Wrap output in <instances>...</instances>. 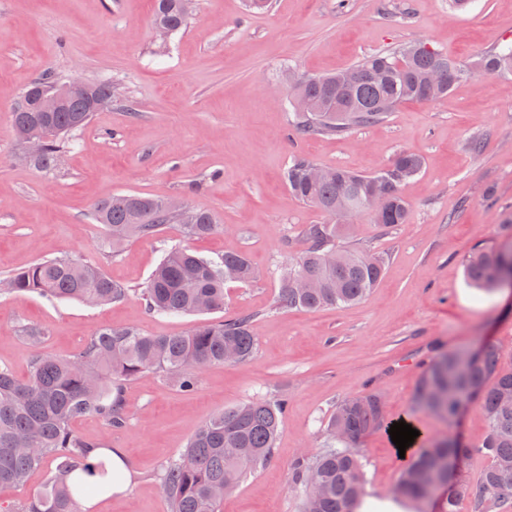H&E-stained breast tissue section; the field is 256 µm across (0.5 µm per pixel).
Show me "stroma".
<instances>
[{
    "instance_id": "obj_1",
    "label": "stroma",
    "mask_w": 512,
    "mask_h": 512,
    "mask_svg": "<svg viewBox=\"0 0 512 512\" xmlns=\"http://www.w3.org/2000/svg\"><path fill=\"white\" fill-rule=\"evenodd\" d=\"M195 0L186 28L159 42L154 0H0V280L40 259L69 255L113 281L141 287L178 225L130 239L113 252L96 203L115 194L177 198L210 212L223 230L192 241L208 259L244 251L257 268L248 283L224 287L223 313L252 318L256 351L213 366L193 392L166 373L127 381L126 420L109 426L84 415V439L121 450L132 471L123 496L95 512H170L160 474L195 431L238 403L286 399L271 461L225 496L223 512H299L291 467L328 444L324 425L344 398L374 392L388 417L413 418L428 436L461 434L480 443L486 423L470 408L456 423L413 411L423 366L438 347L497 344L512 366V290L470 288L463 261L481 240L512 236V79L462 78L432 102L401 104L388 119L338 136H295L288 69L333 73L362 57L424 43L465 61L512 43V0ZM111 82L110 108L74 133L59 168L17 161L11 112L43 73ZM479 141L472 151L471 141ZM402 151L424 160L403 193L407 223L385 228L360 217L346 247L383 257L375 291L360 304L314 311L279 307L281 266L308 246L304 230L324 215L292 195L283 173L294 154L323 167L374 173ZM200 317L150 312L138 296L94 307L30 292L0 294V369L29 374L27 329L44 350L68 355L102 327L133 326L150 336L180 335ZM369 497L386 501L404 461L382 430L363 444Z\"/></svg>"
}]
</instances>
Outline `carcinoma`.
Masks as SVG:
<instances>
[{"instance_id":"1","label":"carcinoma","mask_w":512,"mask_h":512,"mask_svg":"<svg viewBox=\"0 0 512 512\" xmlns=\"http://www.w3.org/2000/svg\"><path fill=\"white\" fill-rule=\"evenodd\" d=\"M154 27L168 34L182 30L191 14L192 0H155ZM439 68L446 95L472 73L512 76V46H505L462 62L431 49L418 53L409 44L393 52H377L355 62L351 95L336 91L337 74L294 77L293 132L302 135H340L353 126L379 124L389 113L375 105L387 100L398 107L406 101L427 102L424 75ZM112 84L90 83L48 109L12 112L18 141L39 140L41 153L32 165L53 169L70 143L64 136L84 128L99 109L112 104ZM315 163L294 156L285 171L288 190L336 220L310 224L304 230L309 247L288 262L281 276L279 304L284 308L316 310L349 306L367 298L380 282L384 260L376 254L340 244L347 225L341 211L357 204L375 182L392 193L387 212L376 213V224L392 226L408 221L410 207L402 185L420 173L421 156L404 151L393 164L366 174L343 167L312 179ZM164 200L140 194H118L99 202L93 218L112 233V244L130 237L150 238L166 224L180 225L183 236L202 239L223 230L205 210L186 207L171 210ZM467 283L492 291L512 277V241H486L476 245L463 262ZM255 269L245 252H226L218 261L198 256L190 248H171L145 285L137 290L111 280L97 266L68 257L41 259L24 271L10 275L3 289L32 292L55 299L76 300L89 306L119 301L134 293L149 310L173 315H203L224 309V285L248 282ZM234 348L239 360L256 350L251 317L229 316L201 324L179 336H147L134 327L98 329L85 347L69 356L34 352L28 377L17 379L0 370V487L22 486L46 460L56 463L45 486L21 506L20 512H80L79 502L112 491V458L88 460L97 445L70 427L80 416L97 414L109 425L125 423L122 385L155 372L172 374L184 392L195 389L199 374L224 363V350ZM498 345L477 349H441L419 378L413 410L429 411L449 423L475 405L486 433L475 446L457 438L414 439L410 462L392 489L398 499L423 503L432 497L430 482L448 467V460L463 461L473 452L490 459L475 484L464 486L473 512H500L512 506V408L502 405L512 393V368L501 364ZM287 400H255L224 409L205 421L185 450L164 468L161 485L171 512H222L224 494L236 489L250 473L273 456ZM384 401L376 393L345 398L336 404L327 424L330 446L319 454L304 452L293 466V485L301 496V512H356L365 493V475L359 449L374 430H389ZM93 475L96 480L86 479Z\"/></svg>"}]
</instances>
